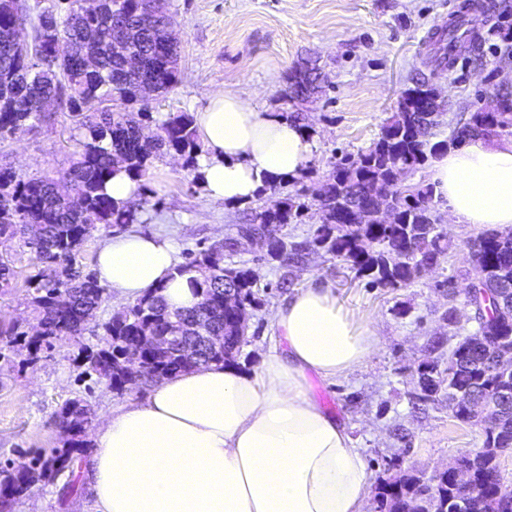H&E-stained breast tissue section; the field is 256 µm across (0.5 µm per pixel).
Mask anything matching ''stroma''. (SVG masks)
I'll return each mask as SVG.
<instances>
[{
	"label": "stroma",
	"instance_id": "stroma-1",
	"mask_svg": "<svg viewBox=\"0 0 512 512\" xmlns=\"http://www.w3.org/2000/svg\"><path fill=\"white\" fill-rule=\"evenodd\" d=\"M453 0H166L179 39V82L150 103L152 111L198 112L210 92L231 88L255 99L271 112L301 115L317 147L300 176L309 208L289 225V241L309 240L320 222L312 200L320 184L344 156L357 155L376 141L386 119L397 109L402 91L415 73L427 72L426 37L447 23ZM315 56L328 77L323 94L293 103L284 96L290 70ZM445 110L435 140L448 127L483 107L495 87L512 83V65L498 68L493 56L482 63L466 60L433 80ZM78 132L67 114L50 124L19 130L0 142V168L29 175L65 171L76 149ZM147 180L150 192L137 204L138 231L176 238L181 252L235 236L253 204L229 206L209 199L192 182L181 160L154 162ZM432 206L455 248L449 258L402 288L369 285L331 256L303 252L288 265L255 261L240 246L233 261L252 268L259 307L238 362L253 369L270 344L269 314L287 294L313 276L331 283L339 303L373 327L379 349L361 368L329 383L312 378L319 404L346 423L356 447L368 462L371 484L390 478L398 468L433 469L481 448L480 425L463 422L444 399L421 401L417 368L422 361H447L452 347L474 333L478 324L465 294L467 244L482 227L456 224L448 204ZM16 286L0 295V320L25 319L26 279L33 274L30 254L18 255ZM458 319L448 324V309ZM88 331L79 341L63 339L28 363L27 351L0 360V458L14 450L50 453L62 435L54 412L85 384L80 381V345H96ZM60 483L39 485L20 497L11 512H91L88 482L62 496Z\"/></svg>",
	"mask_w": 512,
	"mask_h": 512
}]
</instances>
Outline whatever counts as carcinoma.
Returning a JSON list of instances; mask_svg holds the SVG:
<instances>
[{
    "label": "carcinoma",
    "instance_id": "carcinoma-1",
    "mask_svg": "<svg viewBox=\"0 0 512 512\" xmlns=\"http://www.w3.org/2000/svg\"><path fill=\"white\" fill-rule=\"evenodd\" d=\"M474 5L455 15L429 35L431 74L449 70L465 55H484L476 33L478 18L469 13ZM152 0H68L64 11L47 20L52 7L30 19L32 34L27 49L7 56L0 44V85L10 79L15 99L37 101L43 97L61 100L79 132L78 150L70 167L57 177L29 176L0 170V294L12 288L15 277L13 245L27 249L36 273L30 276L26 305L36 315L38 329L31 334L17 321L0 323V359L9 358L19 346L27 348L29 363L54 342L83 336L108 295L92 270L75 266V255L99 226L125 227L137 221L134 209L119 210L106 192V185L120 168L135 178L145 177L153 162L165 156L183 159L192 170L201 145L190 112L168 113L161 118L141 103L138 87L152 83L159 93L172 88L179 78V50L175 21L164 13L154 16L150 27L142 26L143 15ZM18 0H0V32L16 22ZM96 39V69L86 70L72 55H60L58 42L77 44ZM140 56L141 71L126 73L122 53ZM431 78L414 79L402 92L396 112L382 126L377 141L355 156L343 157L323 182L317 199L321 224L305 243L306 249L322 251L341 259L360 277L383 288H402L417 278L426 266H434L449 255L452 244L433 214L432 185H406L405 178L416 172L437 153L455 148L475 137L512 135V92L495 89L502 99L498 112L469 115L451 129L448 138L431 142L438 125L441 104L436 89H424ZM325 77L307 60L288 75L286 97L305 101L322 89ZM51 112H11L0 106V140L15 127L48 123ZM282 185L260 191L268 195L236 234L259 232V260L286 263L301 255L298 246H288V226L307 209L302 191L282 195ZM467 301L482 298L484 308L475 313L478 336H505L512 344V230H488L467 245ZM233 251V239L218 241L186 254L178 265L179 275H193L199 302L191 308L172 309L157 291L128 304L101 324L102 337L95 346H82L78 354L82 375L119 391L139 390L151 384L127 371L123 356L130 348L167 377L200 365L234 362L245 340L241 339L257 305V280L243 264L224 262V252ZM236 288L239 303L224 306V288ZM183 336L200 335L205 326L226 338L229 351L199 350L191 361L178 346L152 349L145 335H158L173 324ZM449 355L456 364L441 366L437 360L422 364L428 370L424 398L448 391L468 389L477 396L509 387L492 372L491 352L472 347L460 339ZM506 428L494 435L485 433L484 447L512 448V400L502 405ZM64 427L62 447L31 456L18 453L0 460V508L34 485L49 483L67 472L74 475L75 462L83 461L88 447L87 433L92 412L87 400L72 398L55 412ZM473 488L483 496L503 489L499 465L494 456H480L471 463ZM453 479L442 476L433 482L414 468L405 469L399 482L380 484L377 502L380 512H397L400 504L413 501L424 512H443L455 498Z\"/></svg>",
    "mask_w": 512,
    "mask_h": 512
}]
</instances>
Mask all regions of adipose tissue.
I'll return each instance as SVG.
<instances>
[{
	"label": "adipose tissue",
	"instance_id": "adipose-tissue-1",
	"mask_svg": "<svg viewBox=\"0 0 512 512\" xmlns=\"http://www.w3.org/2000/svg\"><path fill=\"white\" fill-rule=\"evenodd\" d=\"M195 124L199 184L230 205L300 176L316 149L309 128L232 89L211 92ZM430 174L455 223L512 228V138L470 139L439 154ZM178 263L175 239L130 231L101 245L94 269L117 304L159 287L171 308H187L198 298ZM269 322L278 344L251 372L203 365L113 405L93 437L95 512H367V459L311 380L361 367L379 336L315 278Z\"/></svg>",
	"mask_w": 512,
	"mask_h": 512
}]
</instances>
